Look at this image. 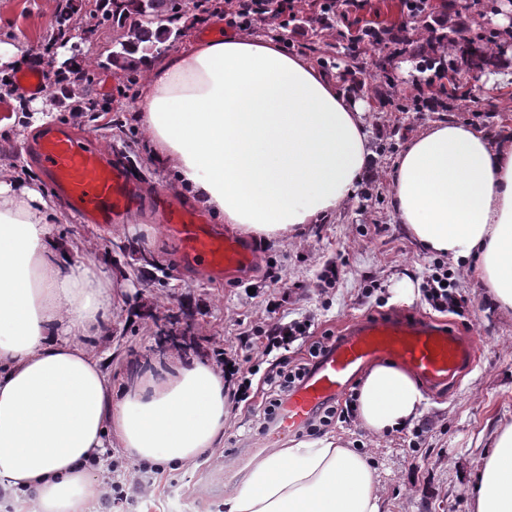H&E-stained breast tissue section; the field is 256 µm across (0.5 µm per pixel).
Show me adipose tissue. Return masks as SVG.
<instances>
[{
	"mask_svg": "<svg viewBox=\"0 0 512 512\" xmlns=\"http://www.w3.org/2000/svg\"><path fill=\"white\" fill-rule=\"evenodd\" d=\"M135 111L152 161L183 199L270 240L329 218L355 193L372 153L368 105L281 36L230 29L141 58ZM395 216L426 253L470 265L491 304L512 311V137L439 121L412 138L391 178ZM31 179L0 172V493L28 512H97L88 460L197 465L228 416L221 371L173 359L135 389L112 381V279L53 236L66 223ZM423 393L390 361L357 390L355 418L381 437L413 427ZM227 512H384L376 468L338 437L267 450L227 496ZM472 512H512V423L477 471Z\"/></svg>",
	"mask_w": 512,
	"mask_h": 512,
	"instance_id": "ef3b65f1",
	"label": "adipose tissue"
}]
</instances>
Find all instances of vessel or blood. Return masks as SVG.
<instances>
[{"label": "vessel or blood", "mask_w": 512, "mask_h": 512, "mask_svg": "<svg viewBox=\"0 0 512 512\" xmlns=\"http://www.w3.org/2000/svg\"><path fill=\"white\" fill-rule=\"evenodd\" d=\"M40 167L64 201L96 223L108 224L137 207V191L125 173L108 165L94 148L67 129H49L33 148ZM164 228L176 240L185 265L216 280L250 268L253 248L237 236L206 223L197 214L166 210ZM475 344L448 324L391 314L358 317L344 326L336 342L282 403L269 446L297 433L311 415L341 396L367 364L400 361L433 386H446L477 357Z\"/></svg>", "instance_id": "1"}]
</instances>
